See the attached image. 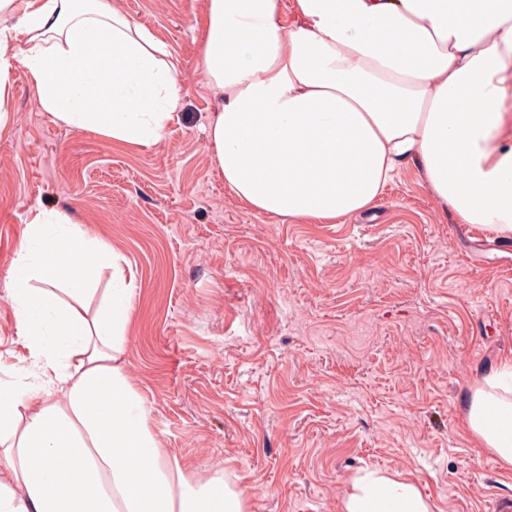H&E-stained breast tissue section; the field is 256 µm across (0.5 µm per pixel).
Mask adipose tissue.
Returning <instances> with one entry per match:
<instances>
[{
    "mask_svg": "<svg viewBox=\"0 0 512 512\" xmlns=\"http://www.w3.org/2000/svg\"><path fill=\"white\" fill-rule=\"evenodd\" d=\"M205 5L200 63L220 94L208 143L245 206L345 217L410 162L458 223L512 237V0ZM19 64L54 122L120 144H155L182 106L177 60L110 0H0V129ZM133 295L83 224L57 209L27 222L7 299L32 380L0 381V512H247L222 472L194 479L152 430L126 374ZM465 403L468 432L512 469V356ZM341 512L431 507L415 482L371 470Z\"/></svg>",
    "mask_w": 512,
    "mask_h": 512,
    "instance_id": "obj_1",
    "label": "adipose tissue"
}]
</instances>
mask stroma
I'll return each instance as SVG.
<instances>
[{"label": "stroma", "mask_w": 512, "mask_h": 512, "mask_svg": "<svg viewBox=\"0 0 512 512\" xmlns=\"http://www.w3.org/2000/svg\"><path fill=\"white\" fill-rule=\"evenodd\" d=\"M179 63L183 108L147 148L52 122L23 65L0 131V379L33 358L6 298L25 226L55 208L134 274L126 369L196 478L248 512H341L366 467L432 512L512 504V470L463 426L464 396L512 354V252L457 223L407 164L368 210L309 224L247 209L214 173L205 0H112Z\"/></svg>", "instance_id": "stroma-1"}]
</instances>
